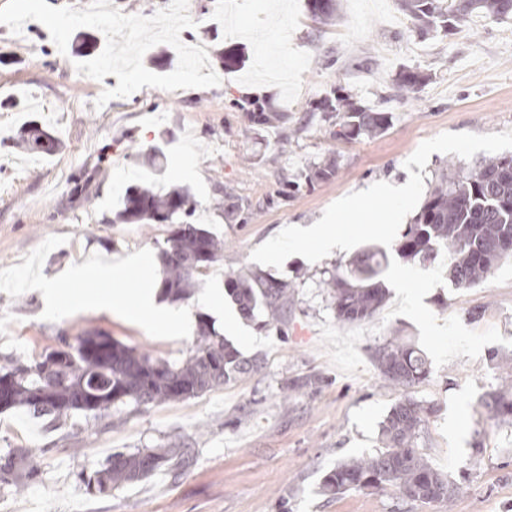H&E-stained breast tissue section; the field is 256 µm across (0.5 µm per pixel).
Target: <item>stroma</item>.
Instances as JSON below:
<instances>
[{
	"label": "stroma",
	"mask_w": 512,
	"mask_h": 512,
	"mask_svg": "<svg viewBox=\"0 0 512 512\" xmlns=\"http://www.w3.org/2000/svg\"><path fill=\"white\" fill-rule=\"evenodd\" d=\"M189 0L194 27L180 37L208 54L231 47L242 62L209 88H142L103 108L94 103L116 87L75 65L99 55L105 37L91 30L92 49L69 39L59 52L45 26L22 34L0 24V364L30 362L60 334L99 329L152 356L176 362L194 337L171 335L158 319L134 309L95 311L77 299L101 291L71 269L121 263L116 291L158 286V261L169 227L116 224L126 188L155 179L189 187L193 221L224 241V257L204 271L203 292L179 310L224 329L233 302L232 272L265 269L292 287L282 331L243 322L241 347L258 370L237 375L198 397L133 408L102 418L76 415L59 423L25 408L0 413V455L29 449L38 470L23 490L0 487V512H512V424L487 418L480 400L501 375L491 355L512 358V257L470 288L448 279V254L432 266L395 251L408 224L442 177L456 178L489 159L512 155V20L471 17L452 33L418 38L398 0H339L329 24L311 20L307 0ZM412 67L429 79L413 97H396L397 73ZM348 95L389 112L383 134L336 139V115L320 101ZM288 115L280 126L250 125L252 102ZM61 141L50 155L30 154L11 139L27 120ZM162 146V174L142 150ZM335 176L305 182L312 166ZM387 183L409 187L400 199L376 194ZM364 199L361 210L335 214L339 199ZM350 249L308 253L288 238L294 224L322 223ZM387 258L390 291L371 320L337 321L324 281L367 248ZM277 250L265 266L262 252ZM49 291L33 288V280ZM420 292L406 302L404 291ZM398 336L419 348L431 373L411 394L435 407L418 440L432 466L461 484L454 506L423 504L392 489H321L336 463L380 448V424L402 393L385 383L372 351ZM178 446L187 465L161 467L148 479L105 497L85 494L78 474L112 453Z\"/></svg>",
	"instance_id": "stroma-1"
}]
</instances>
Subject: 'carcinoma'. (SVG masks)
Here are the masks:
<instances>
[{
    "instance_id": "1",
    "label": "carcinoma",
    "mask_w": 512,
    "mask_h": 512,
    "mask_svg": "<svg viewBox=\"0 0 512 512\" xmlns=\"http://www.w3.org/2000/svg\"><path fill=\"white\" fill-rule=\"evenodd\" d=\"M402 10L422 35L448 31L474 14L496 20L512 18V0H400ZM311 18L332 22L338 0H308ZM429 79L412 68L399 71L395 79L398 96L409 98ZM318 110L338 112L336 137L344 141L374 137L388 129L387 112L363 107L351 97L325 99ZM255 126L284 124L285 112L248 113ZM19 142L34 154H50L60 140L35 120L21 131ZM335 175L330 164L313 166L306 179L326 181ZM191 192L175 186L156 191L151 186L130 185L114 224H172L169 247L159 253L163 277L161 294L172 301L185 300L200 287L203 270L224 257V241L192 222ZM453 259L448 277L458 288H469L484 279L505 257L512 254V157H494L457 180H440L396 245L397 254L421 265L432 263L440 249ZM382 252L359 254L346 270H336L326 282L336 319L345 325L373 318L384 306L388 291L380 279ZM227 292L245 319L263 316L261 327H278L288 313L290 285L264 272L250 270L227 275ZM375 365L381 379L403 391V397L381 423L383 447L340 462L322 481L323 490L340 495L348 490L395 489L412 501L453 502L462 487L433 468L419 452L417 440L432 406L410 395V389L426 380L430 367L413 345L394 336L375 349ZM496 365L504 373L499 389L481 400L488 418L512 423V360ZM259 363L241 357L240 351L206 321L187 356L178 363L155 358L127 346L100 330L73 338L62 335L59 346L40 359L17 358L0 365V378L13 380L11 394L0 412L25 407L53 421L73 415L98 417L119 406L184 401L218 388L238 373L255 371ZM89 393L93 405H76L77 396ZM188 462L184 448H142L132 453L115 452L106 463L79 474L85 492L108 496L113 490L151 477L163 464L179 468ZM35 475L30 453L20 449L0 456V485L19 486Z\"/></svg>"
}]
</instances>
